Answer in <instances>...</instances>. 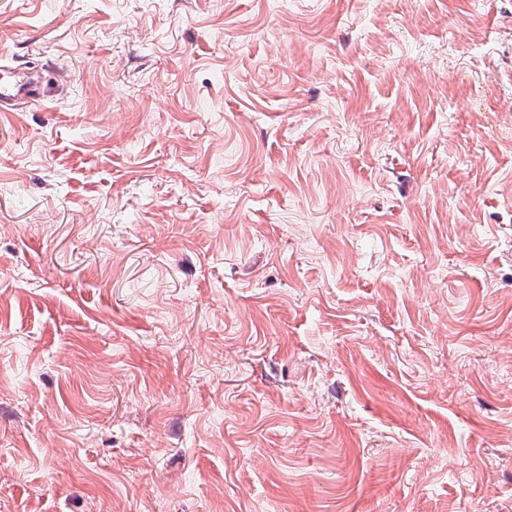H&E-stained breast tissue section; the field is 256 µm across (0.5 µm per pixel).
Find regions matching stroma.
Segmentation results:
<instances>
[{"mask_svg":"<svg viewBox=\"0 0 512 512\" xmlns=\"http://www.w3.org/2000/svg\"><path fill=\"white\" fill-rule=\"evenodd\" d=\"M0 512H512V0H0ZM0 65V112H12L13 107L22 101H33L44 97L39 72L33 67H20L3 62Z\"/></svg>","mask_w":512,"mask_h":512,"instance_id":"stroma-1","label":"stroma"}]
</instances>
